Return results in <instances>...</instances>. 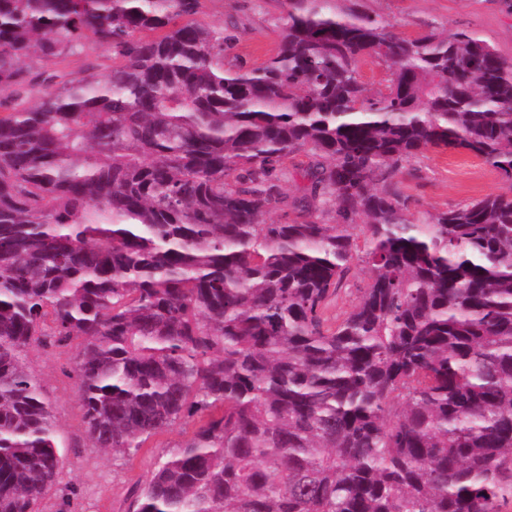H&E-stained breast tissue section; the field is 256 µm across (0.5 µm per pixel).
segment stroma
<instances>
[{
	"mask_svg": "<svg viewBox=\"0 0 512 512\" xmlns=\"http://www.w3.org/2000/svg\"><path fill=\"white\" fill-rule=\"evenodd\" d=\"M373 15L395 21L414 36L435 26L444 32L471 29L512 58V14L496 0H360ZM280 11L274 0H202L199 21L225 27L238 41L224 56L225 66L257 65L280 43ZM397 180L409 211L424 215L512 191V181L488 163L460 152L430 149L403 164ZM76 346L32 349L28 364L38 375L61 439L63 457L56 490L45 512H129L133 492L156 463L183 440L184 425L149 440L126 459L92 447L84 430L74 372Z\"/></svg>",
	"mask_w": 512,
	"mask_h": 512,
	"instance_id": "obj_1",
	"label": "stroma"
}]
</instances>
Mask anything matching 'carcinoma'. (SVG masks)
Instances as JSON below:
<instances>
[{
  "label": "carcinoma",
  "mask_w": 512,
  "mask_h": 512,
  "mask_svg": "<svg viewBox=\"0 0 512 512\" xmlns=\"http://www.w3.org/2000/svg\"><path fill=\"white\" fill-rule=\"evenodd\" d=\"M274 2L275 54L226 69L236 38L201 0H0V512H42L56 485L26 356L73 341L94 447L193 424L132 512L512 502V196L420 221L396 180L442 148L512 181V62L357 0ZM88 40L107 72L56 68ZM367 57L385 90L359 81ZM297 153V217L273 222ZM361 82L371 92L384 89L389 79V71L383 62L375 58H366L359 67ZM363 264L359 262L355 268V276L351 279L345 288H342L328 304L325 316L333 320L336 317H342L345 313L351 310L356 304L359 293L356 290V284L364 277Z\"/></svg>",
  "instance_id": "cac0c4a2"
}]
</instances>
